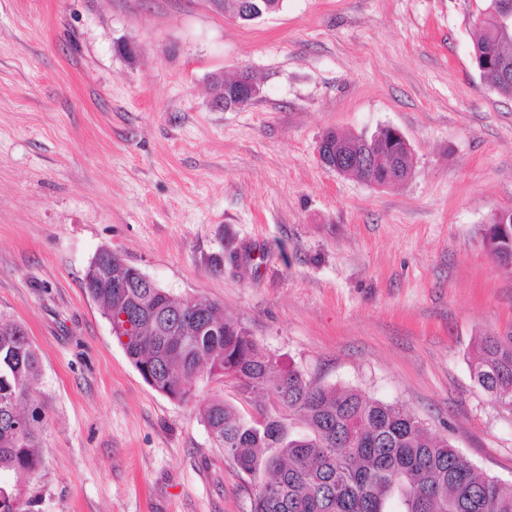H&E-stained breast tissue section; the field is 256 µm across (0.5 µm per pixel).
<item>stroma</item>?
Here are the masks:
<instances>
[{"label": "stroma", "instance_id": "35a3bbf8", "mask_svg": "<svg viewBox=\"0 0 512 512\" xmlns=\"http://www.w3.org/2000/svg\"><path fill=\"white\" fill-rule=\"evenodd\" d=\"M486 0H0V315L27 328L47 405L32 512H251L198 381L147 385L83 288L103 248L220 305L270 353L422 419L512 487V412L473 344L512 335V268L485 249L512 209V99L473 58ZM262 87L216 112L208 81ZM398 128L411 176L321 164L326 131ZM239 265H231L230 252ZM238 79V81H237ZM254 79V78H253ZM250 76L248 69H242L237 78L224 79L223 73H213L209 76L210 83H224V93H214L210 100V107L215 111H231L237 106L232 102L224 103V98L228 97L231 100L234 96H238L240 83L243 87L242 95L249 101L254 100L261 94V87Z\"/></svg>", "mask_w": 512, "mask_h": 512}]
</instances>
